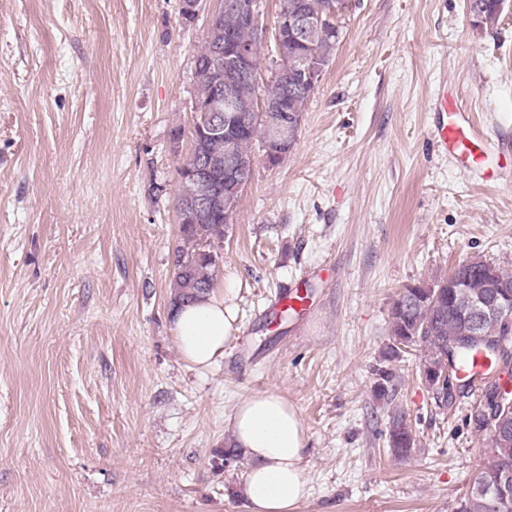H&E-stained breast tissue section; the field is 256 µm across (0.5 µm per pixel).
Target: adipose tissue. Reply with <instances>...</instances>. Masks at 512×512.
I'll use <instances>...</instances> for the list:
<instances>
[{"instance_id": "1", "label": "adipose tissue", "mask_w": 512, "mask_h": 512, "mask_svg": "<svg viewBox=\"0 0 512 512\" xmlns=\"http://www.w3.org/2000/svg\"><path fill=\"white\" fill-rule=\"evenodd\" d=\"M229 302L213 294L173 314L178 349L184 360L214 365L234 332ZM229 428L235 443L251 460L242 487L251 512H294L308 494L306 431L296 410L272 392L250 395L231 412Z\"/></svg>"}]
</instances>
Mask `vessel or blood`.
<instances>
[{
	"label": "vessel or blood",
	"instance_id": "b4317fda",
	"mask_svg": "<svg viewBox=\"0 0 512 512\" xmlns=\"http://www.w3.org/2000/svg\"><path fill=\"white\" fill-rule=\"evenodd\" d=\"M440 119L433 129L439 149L457 159L463 167L480 162L483 132L474 126L464 108L450 100L447 92H440L435 103Z\"/></svg>",
	"mask_w": 512,
	"mask_h": 512
}]
</instances>
